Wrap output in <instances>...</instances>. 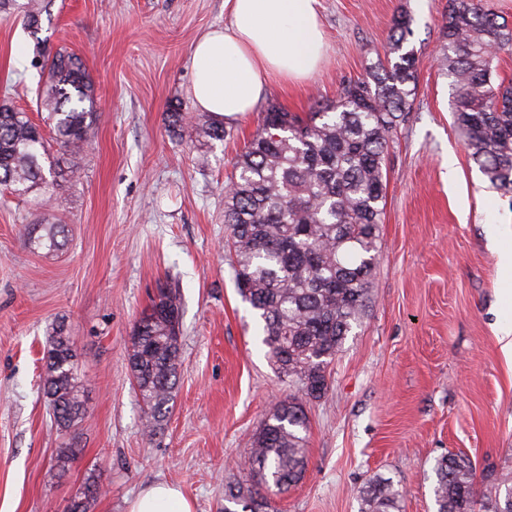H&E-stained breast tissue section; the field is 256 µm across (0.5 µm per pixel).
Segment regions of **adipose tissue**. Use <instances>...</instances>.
<instances>
[{
    "instance_id": "obj_1",
    "label": "adipose tissue",
    "mask_w": 512,
    "mask_h": 512,
    "mask_svg": "<svg viewBox=\"0 0 512 512\" xmlns=\"http://www.w3.org/2000/svg\"><path fill=\"white\" fill-rule=\"evenodd\" d=\"M229 21L193 46L191 84L196 105L235 120L253 111L269 77H311L322 64L324 35L317 0H224ZM128 512H194L176 486L143 489Z\"/></svg>"
}]
</instances>
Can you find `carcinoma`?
<instances>
[{
  "instance_id": "cac0c4a2",
  "label": "carcinoma",
  "mask_w": 512,
  "mask_h": 512,
  "mask_svg": "<svg viewBox=\"0 0 512 512\" xmlns=\"http://www.w3.org/2000/svg\"><path fill=\"white\" fill-rule=\"evenodd\" d=\"M41 0H0V16L22 18L41 30ZM412 17L395 16L389 57L365 75L341 83L336 100L306 116L270 102L262 126L234 165L224 194V224L242 299L262 322L263 343L278 375L295 392L254 434L247 479L224 492V512H278L277 500L303 477L308 418L303 400L328 388L326 370L360 326L381 252L388 144L411 112L416 63L405 49ZM442 74L450 80L454 124L468 156L500 191L512 193V81L499 75L498 55L512 47V26L488 0H449L440 28ZM47 71L41 108L53 124L59 155L75 158L93 129L95 87L83 60L63 49H41L32 60ZM204 136L222 140L224 122L208 117ZM47 140L28 112L0 104V186L19 198L49 192L57 165L44 173ZM66 225L50 222L30 242L50 251L63 245ZM177 289L160 290L135 324L128 363L146 405L149 431L163 422L178 381L181 348ZM77 354L56 332L46 356L43 393L57 424L71 428L84 416ZM436 512H512V485L477 495L470 460L444 456L434 468ZM360 512H395L400 492L390 480L360 491ZM241 510H236V507Z\"/></svg>"
}]
</instances>
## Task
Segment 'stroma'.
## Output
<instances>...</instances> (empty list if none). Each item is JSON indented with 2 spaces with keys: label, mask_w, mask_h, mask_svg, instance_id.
Instances as JSON below:
<instances>
[{
  "label": "stroma",
  "mask_w": 512,
  "mask_h": 512,
  "mask_svg": "<svg viewBox=\"0 0 512 512\" xmlns=\"http://www.w3.org/2000/svg\"><path fill=\"white\" fill-rule=\"evenodd\" d=\"M448 0H318L323 65L296 84L271 79L253 112L217 141L198 131L191 88L196 40L222 27L224 0H54L41 35L80 56L96 120L79 176L50 204L0 191V512H127L147 486L179 487L194 512H224L226 484L244 479L252 438L289 393L237 292L225 249L224 188L269 102L307 114L335 100L384 54L394 16L413 17L418 92L386 160L382 252L371 304L327 368L328 390L306 402L303 478L280 512H359L376 478L402 491L400 512H435L434 466L461 453L475 488L512 482V363L498 337L512 328L497 250L512 247V194L490 189L453 126L436 60ZM18 18H0V92L19 83L35 123L43 84ZM189 119L182 136L167 115ZM52 212L62 248H31ZM181 295L182 365L160 429L128 366L130 336L160 288ZM69 336L85 414L70 430L42 393L49 343ZM77 454L60 464L62 448ZM100 491L87 497L89 482Z\"/></svg>",
  "instance_id": "obj_1"
}]
</instances>
